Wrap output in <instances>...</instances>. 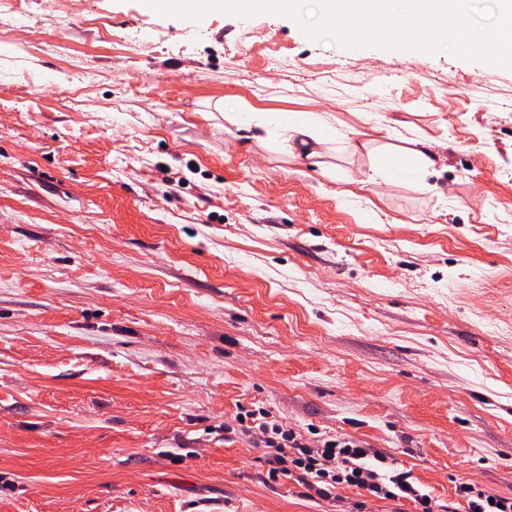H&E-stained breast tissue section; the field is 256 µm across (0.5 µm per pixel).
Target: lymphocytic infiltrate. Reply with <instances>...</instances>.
<instances>
[{"mask_svg":"<svg viewBox=\"0 0 512 512\" xmlns=\"http://www.w3.org/2000/svg\"><path fill=\"white\" fill-rule=\"evenodd\" d=\"M238 422L239 432L255 447L265 449L271 480L296 478L324 499L331 498L338 487L347 486L380 500H408L416 512H439L434 497L415 487L411 473L395 468L381 451L341 435L324 440L321 447H312L301 434L264 410L242 411ZM455 494L448 512H512V497L470 482L456 485Z\"/></svg>","mask_w":512,"mask_h":512,"instance_id":"obj_1","label":"lymphocytic infiltrate"}]
</instances>
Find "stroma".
<instances>
[{"mask_svg":"<svg viewBox=\"0 0 512 512\" xmlns=\"http://www.w3.org/2000/svg\"><path fill=\"white\" fill-rule=\"evenodd\" d=\"M326 112L316 156L228 112ZM438 174L359 182L379 148ZM265 408L444 505L512 497V69L289 16L0 5V512H355L225 441ZM455 494L458 502H448V512H512V497L491 493L470 482L456 485Z\"/></svg>","mask_w":512,"mask_h":512,"instance_id":"1","label":"stroma"}]
</instances>
